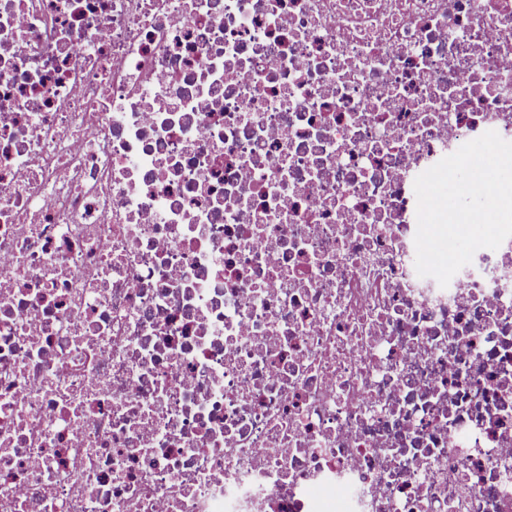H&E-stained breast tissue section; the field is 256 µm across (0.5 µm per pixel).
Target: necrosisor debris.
<instances>
[{
    "label": "necrosis or debris",
    "mask_w": 512,
    "mask_h": 512,
    "mask_svg": "<svg viewBox=\"0 0 512 512\" xmlns=\"http://www.w3.org/2000/svg\"><path fill=\"white\" fill-rule=\"evenodd\" d=\"M512 0H0V512H512Z\"/></svg>",
    "instance_id": "obj_1"
}]
</instances>
